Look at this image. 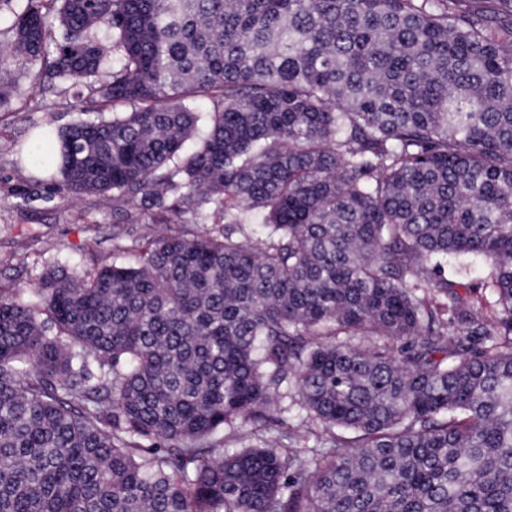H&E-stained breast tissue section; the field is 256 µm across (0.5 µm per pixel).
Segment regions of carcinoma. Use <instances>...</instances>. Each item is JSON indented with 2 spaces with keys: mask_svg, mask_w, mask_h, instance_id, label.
Here are the masks:
<instances>
[{
  "mask_svg": "<svg viewBox=\"0 0 512 512\" xmlns=\"http://www.w3.org/2000/svg\"><path fill=\"white\" fill-rule=\"evenodd\" d=\"M9 29L0 106L34 71L126 107L43 124L30 181L179 228L0 293V512H512V0H23Z\"/></svg>",
  "mask_w": 512,
  "mask_h": 512,
  "instance_id": "obj_1",
  "label": "carcinoma"
}]
</instances>
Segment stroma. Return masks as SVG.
<instances>
[{
  "instance_id": "1",
  "label": "stroma",
  "mask_w": 512,
  "mask_h": 512,
  "mask_svg": "<svg viewBox=\"0 0 512 512\" xmlns=\"http://www.w3.org/2000/svg\"><path fill=\"white\" fill-rule=\"evenodd\" d=\"M16 86L9 102L0 106V290L21 288L30 298L47 266L72 270L111 264L117 219L97 197L66 199L47 184L30 182L14 149L50 114L38 106L41 88L33 77L18 73ZM108 109V104L82 96L50 116L62 127L79 114L91 117Z\"/></svg>"
}]
</instances>
